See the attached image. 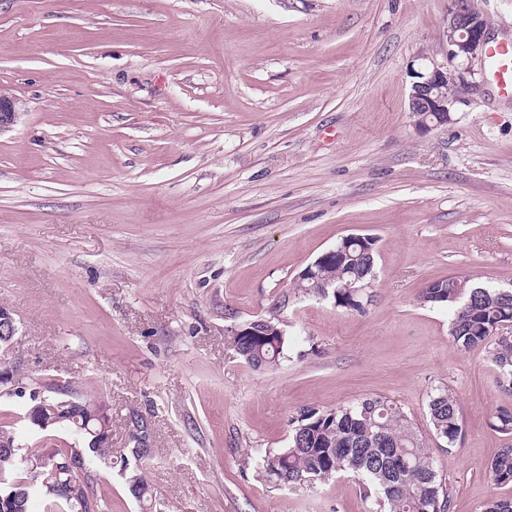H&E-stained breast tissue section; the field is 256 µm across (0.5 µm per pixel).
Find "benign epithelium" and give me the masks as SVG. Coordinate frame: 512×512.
<instances>
[{
    "mask_svg": "<svg viewBox=\"0 0 512 512\" xmlns=\"http://www.w3.org/2000/svg\"><path fill=\"white\" fill-rule=\"evenodd\" d=\"M447 52L442 63L435 61L422 64L412 71L409 95V112L416 128L427 131L444 126L452 120V114L468 103L475 88L467 79L471 74V61L486 52L491 40L487 21L467 0H450L448 26L444 32ZM17 98L0 90V133L16 121ZM17 324L13 313L0 308V335L14 336Z\"/></svg>",
    "mask_w": 512,
    "mask_h": 512,
    "instance_id": "1",
    "label": "benign epithelium"
}]
</instances>
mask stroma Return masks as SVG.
Here are the masks:
<instances>
[{"instance_id": "stroma-1", "label": "stroma", "mask_w": 512, "mask_h": 512, "mask_svg": "<svg viewBox=\"0 0 512 512\" xmlns=\"http://www.w3.org/2000/svg\"><path fill=\"white\" fill-rule=\"evenodd\" d=\"M449 0H0V306L23 385L70 382L112 412V467L88 469L112 512H143L120 466L130 411L151 425L139 469L158 512H373L358 481L273 487L265 449L310 405L383 396L480 512L512 411L484 349L459 348L431 281L512 283V99L487 71L448 125L419 131L411 71L443 62ZM378 239L364 312L305 294L298 274L344 236ZM280 323L257 371L231 328ZM448 388L462 438L428 403ZM0 397L19 444L63 430ZM430 424L434 435L448 449L454 448L461 437L462 427L456 398L446 388H439L429 400Z\"/></svg>"}]
</instances>
